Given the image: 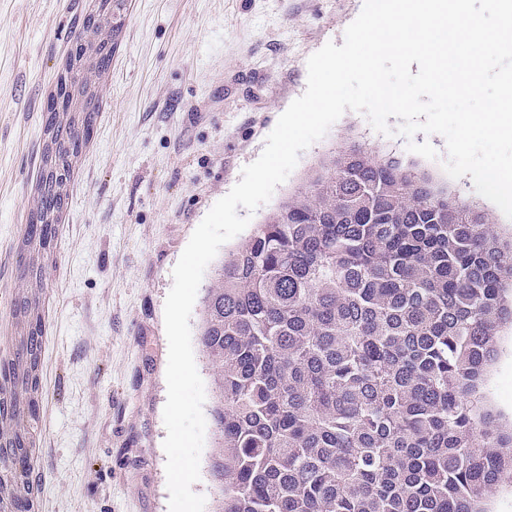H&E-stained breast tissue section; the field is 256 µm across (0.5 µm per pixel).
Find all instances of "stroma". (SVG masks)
<instances>
[{
	"label": "stroma",
	"mask_w": 512,
	"mask_h": 512,
	"mask_svg": "<svg viewBox=\"0 0 512 512\" xmlns=\"http://www.w3.org/2000/svg\"><path fill=\"white\" fill-rule=\"evenodd\" d=\"M104 110L71 185L42 351L40 493L35 512H169L164 304L172 269L216 201L261 154L301 96L310 55L342 45L360 0H131ZM86 0H0V349L8 347L19 244L34 208L40 114ZM429 172L439 187L512 219L450 178L441 160L345 112L301 152L251 218L260 224L350 142ZM487 396L512 415V326L498 340Z\"/></svg>",
	"instance_id": "stroma-1"
}]
</instances>
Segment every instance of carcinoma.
Returning <instances> with one entry per match:
<instances>
[{"mask_svg": "<svg viewBox=\"0 0 512 512\" xmlns=\"http://www.w3.org/2000/svg\"><path fill=\"white\" fill-rule=\"evenodd\" d=\"M512 238L422 170L352 145L207 288L216 512H489L512 417L489 406Z\"/></svg>", "mask_w": 512, "mask_h": 512, "instance_id": "cac0c4a2", "label": "carcinoma"}]
</instances>
